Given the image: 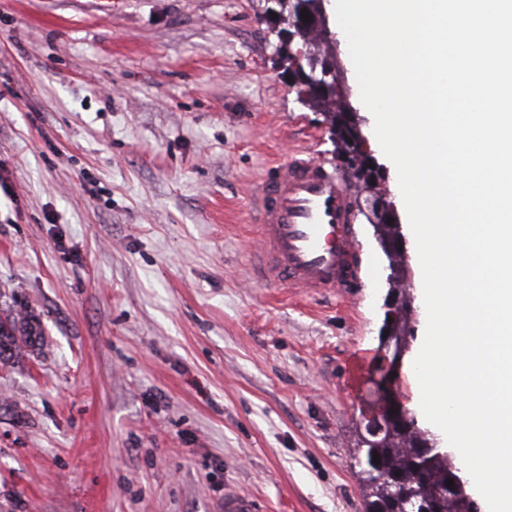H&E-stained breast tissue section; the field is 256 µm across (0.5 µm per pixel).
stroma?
Returning <instances> with one entry per match:
<instances>
[{
    "mask_svg": "<svg viewBox=\"0 0 512 512\" xmlns=\"http://www.w3.org/2000/svg\"><path fill=\"white\" fill-rule=\"evenodd\" d=\"M254 0H0V512H365L387 260L352 295L251 279L252 189L324 112L289 89ZM394 389L413 414L410 369ZM43 331L40 322L29 313L24 316L9 312L0 317V357L19 359L27 348L41 340Z\"/></svg>",
    "mask_w": 512,
    "mask_h": 512,
    "instance_id": "35a3bbf8",
    "label": "stroma"
}]
</instances>
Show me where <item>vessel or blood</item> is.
Wrapping results in <instances>:
<instances>
[{
  "instance_id": "vessel-or-blood-1",
  "label": "vessel or blood",
  "mask_w": 512,
  "mask_h": 512,
  "mask_svg": "<svg viewBox=\"0 0 512 512\" xmlns=\"http://www.w3.org/2000/svg\"><path fill=\"white\" fill-rule=\"evenodd\" d=\"M260 249L254 276L305 294L351 293L361 280L355 215L337 170L298 148L255 189Z\"/></svg>"
}]
</instances>
